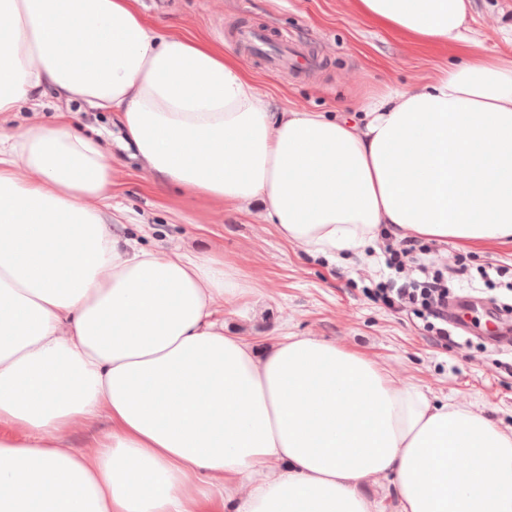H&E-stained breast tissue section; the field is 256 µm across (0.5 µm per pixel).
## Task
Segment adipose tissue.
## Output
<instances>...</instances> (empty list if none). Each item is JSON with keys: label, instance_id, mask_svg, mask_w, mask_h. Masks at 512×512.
<instances>
[{"label": "adipose tissue", "instance_id": "1", "mask_svg": "<svg viewBox=\"0 0 512 512\" xmlns=\"http://www.w3.org/2000/svg\"><path fill=\"white\" fill-rule=\"evenodd\" d=\"M447 47L356 116L274 111L221 43L159 32L140 0H0V115L45 91L113 113L152 179L237 208L329 261L381 232L512 243V55L479 51L468 0H351ZM63 112L0 134V512H512V430L316 336L225 331L233 263L147 250L112 213V156ZM106 431L81 449L75 422ZM361 491L366 497L375 501L378 511L396 512L398 503L387 479H381L375 483H365L361 486Z\"/></svg>", "mask_w": 512, "mask_h": 512}]
</instances>
